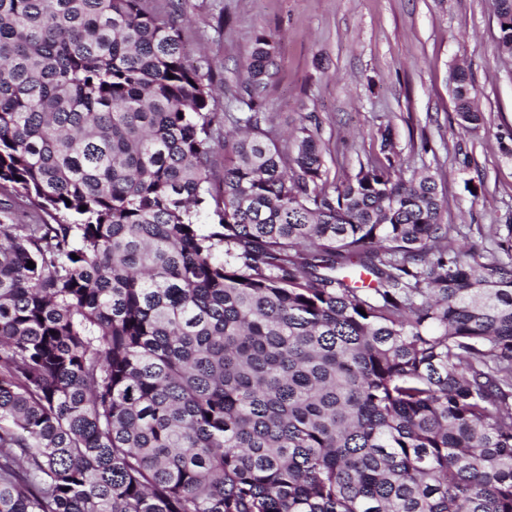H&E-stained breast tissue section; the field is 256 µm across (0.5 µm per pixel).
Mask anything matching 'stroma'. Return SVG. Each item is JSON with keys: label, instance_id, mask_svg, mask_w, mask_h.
Segmentation results:
<instances>
[{"label": "stroma", "instance_id": "1", "mask_svg": "<svg viewBox=\"0 0 512 512\" xmlns=\"http://www.w3.org/2000/svg\"><path fill=\"white\" fill-rule=\"evenodd\" d=\"M179 8L183 41L224 83L214 102L232 130L235 97L255 39L276 67L265 129L286 141L298 124L321 140L328 180L340 183L378 154L391 130L403 177L435 174L458 248L497 254L492 229L512 224V60L498 50L491 0H146ZM466 62L484 115L457 122L451 74Z\"/></svg>", "mask_w": 512, "mask_h": 512}]
</instances>
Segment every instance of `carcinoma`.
Listing matches in <instances>:
<instances>
[{
	"label": "carcinoma",
	"mask_w": 512,
	"mask_h": 512,
	"mask_svg": "<svg viewBox=\"0 0 512 512\" xmlns=\"http://www.w3.org/2000/svg\"><path fill=\"white\" fill-rule=\"evenodd\" d=\"M274 68L257 37L217 187L176 13L0 0V194L33 213L0 211V512H512V225L455 249L388 130L329 183L261 126Z\"/></svg>",
	"instance_id": "cac0c4a2"
}]
</instances>
